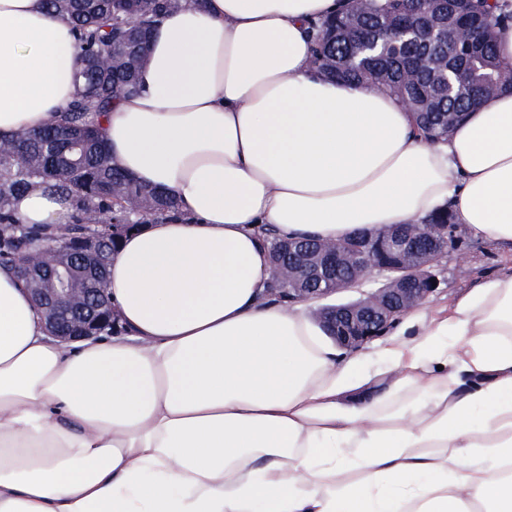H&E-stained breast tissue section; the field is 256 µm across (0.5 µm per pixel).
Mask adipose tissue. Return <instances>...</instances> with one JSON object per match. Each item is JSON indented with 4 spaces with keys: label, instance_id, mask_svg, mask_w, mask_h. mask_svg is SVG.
I'll return each mask as SVG.
<instances>
[{
    "label": "adipose tissue",
    "instance_id": "obj_1",
    "mask_svg": "<svg viewBox=\"0 0 512 512\" xmlns=\"http://www.w3.org/2000/svg\"><path fill=\"white\" fill-rule=\"evenodd\" d=\"M345 3L184 0L154 28L100 131L186 218L114 251V336L51 338L0 267V512H512V268L372 353L268 291L267 229L336 243L449 206L512 252V93L424 138L318 73L308 27ZM78 68L66 17L0 0V137L60 115ZM12 209L73 212L43 190Z\"/></svg>",
    "mask_w": 512,
    "mask_h": 512
}]
</instances>
